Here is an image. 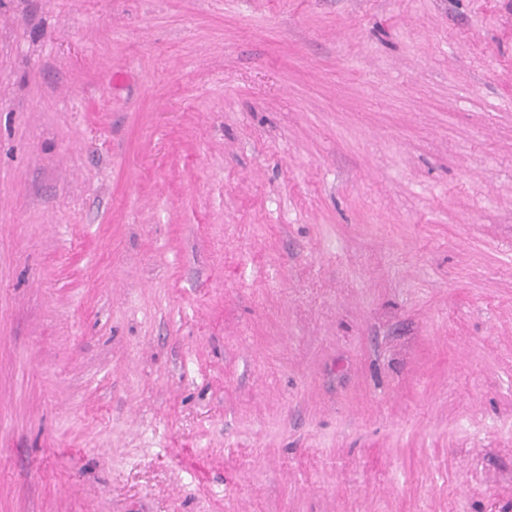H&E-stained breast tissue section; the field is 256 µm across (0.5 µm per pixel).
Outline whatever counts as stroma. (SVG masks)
Wrapping results in <instances>:
<instances>
[{
  "label": "stroma",
  "instance_id": "stroma-1",
  "mask_svg": "<svg viewBox=\"0 0 512 512\" xmlns=\"http://www.w3.org/2000/svg\"><path fill=\"white\" fill-rule=\"evenodd\" d=\"M0 512H512V0H0Z\"/></svg>",
  "mask_w": 512,
  "mask_h": 512
}]
</instances>
